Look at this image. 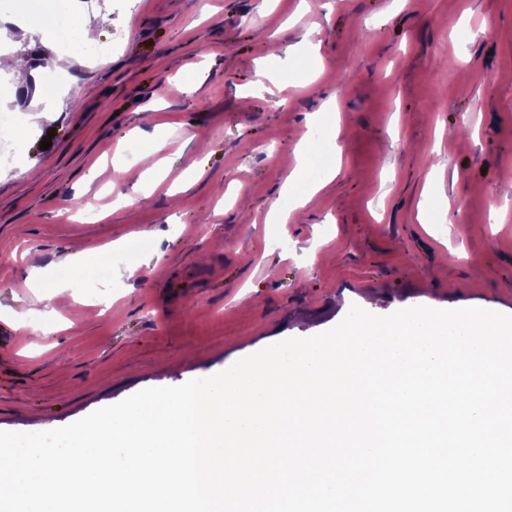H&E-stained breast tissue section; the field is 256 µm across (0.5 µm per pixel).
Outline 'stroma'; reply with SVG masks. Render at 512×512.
<instances>
[{"label":"stroma","instance_id":"obj_1","mask_svg":"<svg viewBox=\"0 0 512 512\" xmlns=\"http://www.w3.org/2000/svg\"><path fill=\"white\" fill-rule=\"evenodd\" d=\"M84 17L110 53L59 54L31 15L35 41L7 33L72 83L0 164V430L212 376L354 305L512 315V0H89ZM321 125L337 143H310ZM160 138L148 184L129 149ZM302 146L340 169L319 190L299 175L305 206L270 223ZM76 244L100 263L43 315Z\"/></svg>","mask_w":512,"mask_h":512}]
</instances>
